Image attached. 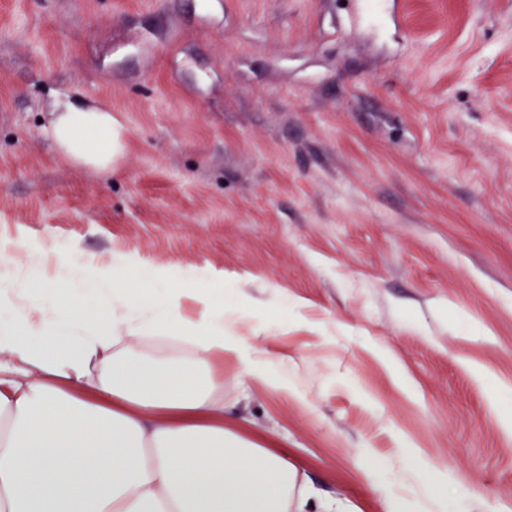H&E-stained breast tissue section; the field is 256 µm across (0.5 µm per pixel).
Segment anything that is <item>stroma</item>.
<instances>
[{
    "instance_id": "1",
    "label": "stroma",
    "mask_w": 512,
    "mask_h": 512,
    "mask_svg": "<svg viewBox=\"0 0 512 512\" xmlns=\"http://www.w3.org/2000/svg\"><path fill=\"white\" fill-rule=\"evenodd\" d=\"M0 241L215 285L273 380L213 359L224 427L315 503L512 512V0H0ZM48 134L69 160L99 171L112 169V159L121 148L120 124L112 111L80 97L63 96L53 109ZM105 135L101 143L93 142L90 134Z\"/></svg>"
}]
</instances>
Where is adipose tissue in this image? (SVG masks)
Segmentation results:
<instances>
[{
  "instance_id": "adipose-tissue-1",
  "label": "adipose tissue",
  "mask_w": 512,
  "mask_h": 512,
  "mask_svg": "<svg viewBox=\"0 0 512 512\" xmlns=\"http://www.w3.org/2000/svg\"><path fill=\"white\" fill-rule=\"evenodd\" d=\"M48 134L67 159L99 171L121 148L111 111L80 97L56 102ZM9 262L0 304L21 318L0 328V512H310L293 464L224 428L212 357H235L251 377L268 370L207 291L160 289L155 273L130 287L131 257L74 264L17 248ZM54 264L68 267L69 287L24 305ZM84 292L97 299L88 316L73 305ZM142 334L184 341L192 354L143 356L133 344Z\"/></svg>"
}]
</instances>
